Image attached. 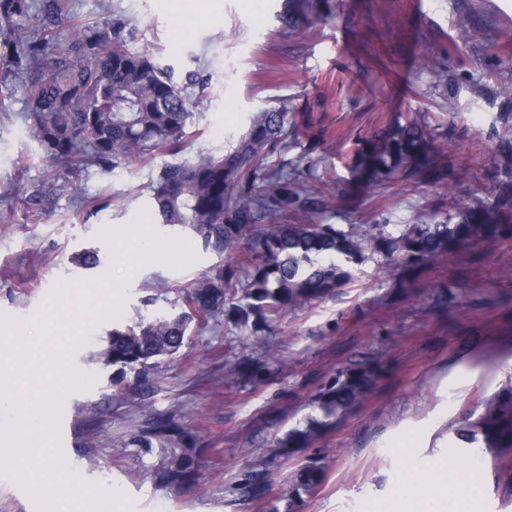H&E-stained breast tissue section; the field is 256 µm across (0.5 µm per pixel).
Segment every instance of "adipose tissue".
<instances>
[{"mask_svg": "<svg viewBox=\"0 0 512 512\" xmlns=\"http://www.w3.org/2000/svg\"><path fill=\"white\" fill-rule=\"evenodd\" d=\"M123 241L127 260L135 269L145 261L174 259L184 250L182 244L143 234L136 225L132 226ZM22 363L38 366L44 371L46 379L36 392L22 380L1 389L0 413L11 419L17 435L43 434L54 395L68 387L71 380L60 370L55 354L14 336L0 338V372L14 369ZM28 454L42 462L44 479H57L63 485L56 512H69L70 501L76 496L88 500L106 496L113 505H120L122 495L119 490L107 493L94 487L79 466L59 468L56 464L58 453L51 439L44 437L39 447L29 449ZM481 496L479 482L456 469L452 461L443 458L438 461L431 479L425 480L415 472H406L385 500L366 503L364 512H477Z\"/></svg>", "mask_w": 512, "mask_h": 512, "instance_id": "obj_1", "label": "adipose tissue"}]
</instances>
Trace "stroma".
Returning a JSON list of instances; mask_svg holds the SVG:
<instances>
[{"instance_id": "1", "label": "stroma", "mask_w": 512, "mask_h": 512, "mask_svg": "<svg viewBox=\"0 0 512 512\" xmlns=\"http://www.w3.org/2000/svg\"><path fill=\"white\" fill-rule=\"evenodd\" d=\"M248 2L201 0L200 11L179 17L172 0H64L50 36L66 41L76 25L114 10L127 21L133 49L173 67L180 83L192 74L203 79L186 160L224 152L247 131L251 112L287 101L281 158L316 176L333 172L325 221L338 228L374 224L397 236L495 192L502 131L495 117L501 90L512 92V0H328L325 19L307 16L285 38L277 33L283 0H259L256 9ZM467 27L482 29L483 38L462 39ZM437 59L452 91L437 140L446 178L354 187L345 156L359 140L436 111L430 66ZM28 113L22 79L0 57V336L25 335L55 303L83 317L85 337L62 362L79 381L54 397L46 431L60 435L58 454L91 482L121 490L122 512H360L411 464L427 479L437 459H456L455 428L512 387V372L502 369L512 358V280L502 275L512 266V235L420 270L370 254L349 264L348 285L258 336L220 316L192 324L179 356L157 371L104 365L99 354L113 328L172 312L179 286L221 258L152 211L150 184L170 155L133 169L88 167L71 192L62 187L64 163L34 138ZM129 224L189 249L121 277L120 233ZM89 247L101 263L85 270L71 257ZM116 279L114 296L108 286ZM438 290L448 292V306L433 305ZM378 352L385 368L370 397L311 447L278 455V440L318 417L310 403L316 390L337 369ZM157 416L173 420L179 436L145 434ZM409 430L420 445L408 453L399 442ZM176 448L194 457L196 469L172 483L163 469ZM312 460L323 479L294 503L291 477ZM258 466L266 471L259 498L248 481ZM475 477L480 512H512V461L483 455ZM61 490L36 474L0 479V512H53Z\"/></svg>"}]
</instances>
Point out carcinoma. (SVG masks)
I'll return each mask as SVG.
<instances>
[{
  "label": "carcinoma",
  "instance_id": "carcinoma-1",
  "mask_svg": "<svg viewBox=\"0 0 512 512\" xmlns=\"http://www.w3.org/2000/svg\"><path fill=\"white\" fill-rule=\"evenodd\" d=\"M29 8L28 0H0V17L18 19L14 38L4 43V56L28 74L34 137L51 159L65 163L72 174L89 165L108 172L186 149L194 104L188 86L174 80L171 68L130 47L122 16L79 26L69 42L55 45L47 41L46 18H31ZM321 9L322 0H285L279 35L295 31L301 17ZM41 67L47 75H34ZM435 130L434 124L413 120L359 144L351 157L355 177L375 185L443 181L446 171L434 144ZM287 141L288 106H266L252 113L247 132L226 152L200 153L160 169L150 189L163 224L190 229L204 248L219 255H230L246 239L253 259L245 267L227 259L213 273L182 286L184 310L112 329L100 353L106 364L154 371L159 359L171 360L180 352L194 319L220 310L234 327L255 335L295 306L349 283V271L334 260L322 263L321 257L359 262L370 249L386 261L420 268L512 235V128L496 144L504 169L491 198L456 207L454 223L411 224L398 236L376 233L368 224L343 230L323 223L319 214L327 201L322 187L333 176L326 172L313 184L288 171L278 159ZM239 293L246 304L224 307L227 296ZM381 369L377 356L336 371L312 399L322 418L290 432L278 444L280 453L289 456L308 448L338 425L367 399ZM455 437L466 464L476 446L495 459L512 457V389L490 400L478 418H465ZM193 469L192 456L183 452L173 455L165 476L179 483ZM322 477L319 463L306 464L295 473L291 491L309 492Z\"/></svg>",
  "mask_w": 512,
  "mask_h": 512
}]
</instances>
